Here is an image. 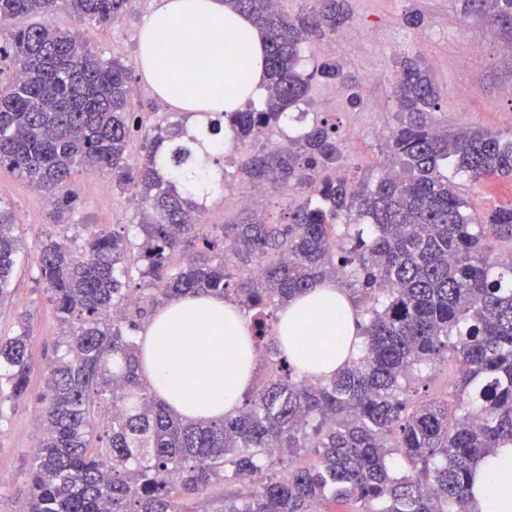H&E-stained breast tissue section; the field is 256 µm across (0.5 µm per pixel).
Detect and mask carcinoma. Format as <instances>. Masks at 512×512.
Wrapping results in <instances>:
<instances>
[{"label":"carcinoma","instance_id":"cac0c4a2","mask_svg":"<svg viewBox=\"0 0 512 512\" xmlns=\"http://www.w3.org/2000/svg\"><path fill=\"white\" fill-rule=\"evenodd\" d=\"M132 0H0L13 75L0 80V167L51 192L53 213L74 208L73 175L107 169L140 197L131 238L86 228L46 238L38 283L60 314L63 355L45 372V436L28 474L27 512H315L327 497L349 512H468L470 478L491 449L512 442V204L482 217L466 211L448 163L480 183L512 176V137L487 129L435 128L439 92L420 55L397 58L391 94L400 119L387 168L375 183L337 172L336 125L317 117L278 146L247 155L239 173L257 186L298 188L285 223L249 218L204 224L207 197L181 172L197 166L188 117L174 112L144 134L140 167L126 161L130 68L106 63L49 23L13 29L21 15L49 17L65 5L110 23ZM283 15L272 0H224L266 40L263 105L204 112L199 131H228L230 163L240 143L284 129L307 112L311 81L346 79L332 62L307 71L304 46L351 19L349 0H306ZM489 27L512 21V0H462ZM368 219L370 232L351 217ZM21 239L0 206V303ZM263 262L255 280L241 272ZM138 279L137 288L130 282ZM334 279L357 294L362 354L330 379L298 375L273 334L276 312ZM136 293L125 317L112 311ZM189 293L220 295L248 312L268 376L240 410L206 422L182 418L141 375L133 332L155 308ZM28 332L0 338V400L26 401L33 363ZM456 363L453 399L416 402L422 369ZM308 450L316 464L284 468ZM411 464L405 474L388 459Z\"/></svg>","mask_w":512,"mask_h":512}]
</instances>
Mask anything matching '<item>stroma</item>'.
<instances>
[{
    "instance_id": "obj_1",
    "label": "stroma",
    "mask_w": 512,
    "mask_h": 512,
    "mask_svg": "<svg viewBox=\"0 0 512 512\" xmlns=\"http://www.w3.org/2000/svg\"><path fill=\"white\" fill-rule=\"evenodd\" d=\"M155 0H134L129 12L117 24H100L82 20L59 11L52 18L56 27L79 33L81 41L103 61L120 60L131 68L136 88L131 120L134 126L127 160L130 167L142 163L141 134L165 118L169 107L153 92L145 91L146 83L136 69L138 39L146 13ZM352 23L336 37L313 46L310 60H333L349 72V82L340 83L320 78L312 82L309 111L319 113L334 123L342 148L341 174L373 179L391 162L385 143L370 140L374 127L392 129L398 122L396 106L390 98L393 61L404 50L417 52L425 60L434 84L440 92L441 109L436 122L448 129L483 127L502 133L512 132L508 115L512 99L503 94L512 85V32L488 33L482 47L483 65L477 75L463 79L455 63L457 56L467 53L470 44L466 31L481 25L477 16L461 12L459 0H350ZM416 9L424 18L417 29L406 28L403 15ZM374 71V82H366V71ZM384 99L383 109H375V99ZM229 188L224 197L213 201L205 214L208 224H231L246 212L263 215L270 220L285 221L299 196L297 192L267 189L251 209L239 206L237 198L249 191L235 166H228ZM71 188L77 205L71 214V227L52 223L46 198L31 192L26 180L7 168L0 167V205L13 212L17 231L26 244L24 257L14 273L10 299L0 304V337L18 332V318L27 315L29 352L34 362L28 398L20 405L0 403V473L7 475L0 484V512H24L27 502V475L33 452L44 434L39 405L44 390V372L55 356L61 339V324L53 305L37 283L36 257L42 240L52 236H75L81 224H92L108 232L132 228L140 216V200L121 191L110 173L76 174ZM471 213L483 215L499 206L512 204V178L491 179L461 188Z\"/></svg>"
}]
</instances>
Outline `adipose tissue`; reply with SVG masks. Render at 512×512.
<instances>
[{"label": "adipose tissue", "instance_id": "obj_1", "mask_svg": "<svg viewBox=\"0 0 512 512\" xmlns=\"http://www.w3.org/2000/svg\"><path fill=\"white\" fill-rule=\"evenodd\" d=\"M209 24L197 36L198 21ZM137 65L155 94L198 123L202 112H234L267 95L265 39L224 0H159L141 26ZM302 376L330 378L362 345L355 309L326 281L289 301L275 330ZM147 384L176 413L209 421L231 414L251 389L258 358L250 324L223 297L189 294L160 307L143 331ZM469 512H512V444L494 449L473 474Z\"/></svg>", "mask_w": 512, "mask_h": 512}]
</instances>
